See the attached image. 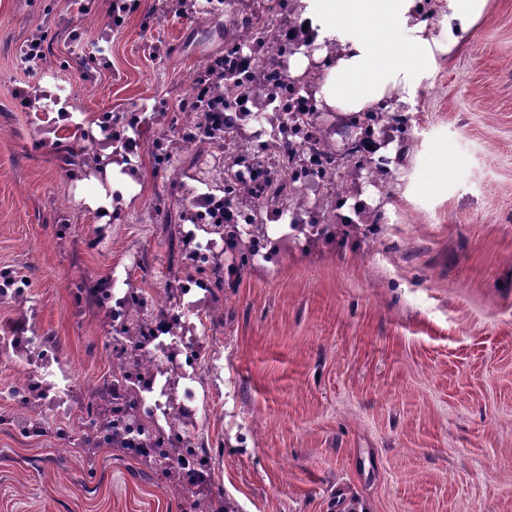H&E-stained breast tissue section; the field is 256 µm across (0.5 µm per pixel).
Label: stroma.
Listing matches in <instances>:
<instances>
[{
  "label": "stroma",
  "mask_w": 512,
  "mask_h": 512,
  "mask_svg": "<svg viewBox=\"0 0 512 512\" xmlns=\"http://www.w3.org/2000/svg\"><path fill=\"white\" fill-rule=\"evenodd\" d=\"M0 0V512H182L169 479L99 446L89 395L112 377L111 289L166 281L158 198L188 205L148 141L176 135L196 77L224 53V7L188 0ZM41 39L28 70L20 49ZM381 214L343 243L267 227L275 261L225 282L223 324L189 295L190 333L219 352L189 428L221 444L216 481L239 512H512V0H488L423 75ZM118 120L135 181L69 152L105 149ZM99 193L111 210L85 202Z\"/></svg>",
  "instance_id": "1"
}]
</instances>
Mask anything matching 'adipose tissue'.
I'll use <instances>...</instances> for the list:
<instances>
[{"mask_svg": "<svg viewBox=\"0 0 512 512\" xmlns=\"http://www.w3.org/2000/svg\"><path fill=\"white\" fill-rule=\"evenodd\" d=\"M487 0H450L439 28L417 19V0H316L299 23L315 42L337 41L340 52L322 50L324 81L316 94L321 111L347 115L383 103L409 106L419 76L437 52L459 45L481 19Z\"/></svg>", "mask_w": 512, "mask_h": 512, "instance_id": "1", "label": "adipose tissue"}]
</instances>
